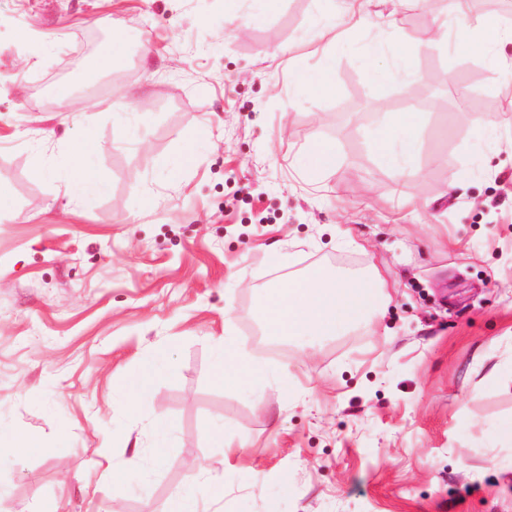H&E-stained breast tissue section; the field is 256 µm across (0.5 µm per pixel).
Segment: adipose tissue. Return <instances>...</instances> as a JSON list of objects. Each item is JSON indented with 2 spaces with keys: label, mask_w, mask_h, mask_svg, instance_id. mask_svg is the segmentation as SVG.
<instances>
[{
  "label": "adipose tissue",
  "mask_w": 512,
  "mask_h": 512,
  "mask_svg": "<svg viewBox=\"0 0 512 512\" xmlns=\"http://www.w3.org/2000/svg\"><path fill=\"white\" fill-rule=\"evenodd\" d=\"M469 39L463 47L473 53H484L494 76L512 75V56L490 49L491 39L512 41V26L503 27L493 17L466 22ZM424 117L416 112L379 130L376 134L381 159L405 178L417 176L412 160L421 141ZM87 141L73 145L70 153L69 190L76 199L87 193H102L106 184L89 166ZM385 278L380 270L365 277L335 275L316 267L306 275L290 280L287 285L266 289L262 318L266 333L281 339L295 336L330 337L339 331L359 325L376 308ZM220 356L214 366L217 383L232 382L252 390L267 382L265 370L256 362L245 345L224 336L218 341Z\"/></svg>",
  "instance_id": "1"
}]
</instances>
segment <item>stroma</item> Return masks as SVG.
Here are the masks:
<instances>
[{"label":"stroma","instance_id":"stroma-1","mask_svg":"<svg viewBox=\"0 0 512 512\" xmlns=\"http://www.w3.org/2000/svg\"><path fill=\"white\" fill-rule=\"evenodd\" d=\"M347 8L0 0V440L69 430L59 460L0 447V512H170L194 480L224 490L203 512H512V77L428 42L453 0H369L366 32ZM99 32L110 75L61 99ZM406 55L465 96H412ZM394 112L427 116L415 182L371 136ZM88 129L107 190L77 202ZM190 137L195 162L166 167ZM318 142L335 172L300 167ZM315 267L379 268L385 305L337 336H266L265 287ZM228 329L264 361L260 392L214 383ZM160 358L130 415L123 383Z\"/></svg>","mask_w":512,"mask_h":512}]
</instances>
